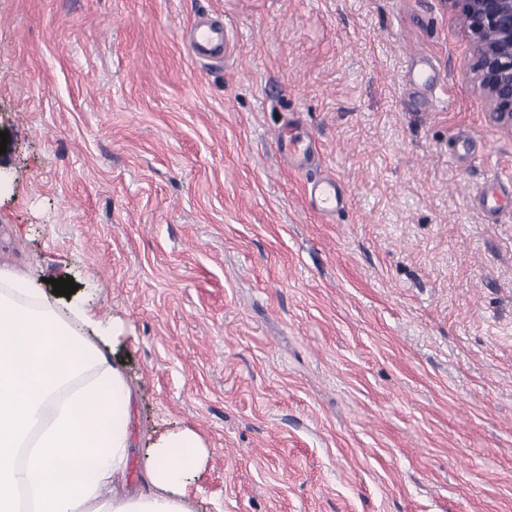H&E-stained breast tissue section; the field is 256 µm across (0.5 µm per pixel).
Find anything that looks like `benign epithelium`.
I'll list each match as a JSON object with an SVG mask.
<instances>
[{
  "mask_svg": "<svg viewBox=\"0 0 512 512\" xmlns=\"http://www.w3.org/2000/svg\"><path fill=\"white\" fill-rule=\"evenodd\" d=\"M469 39L467 68L490 118L512 130V0H450Z\"/></svg>",
  "mask_w": 512,
  "mask_h": 512,
  "instance_id": "1",
  "label": "benign epithelium"
}]
</instances>
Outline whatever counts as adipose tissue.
<instances>
[{
    "label": "adipose tissue",
    "instance_id": "1",
    "mask_svg": "<svg viewBox=\"0 0 512 512\" xmlns=\"http://www.w3.org/2000/svg\"><path fill=\"white\" fill-rule=\"evenodd\" d=\"M122 333L0 268V512H194L208 451L188 426L148 435L138 491L106 492L134 446Z\"/></svg>",
    "mask_w": 512,
    "mask_h": 512
}]
</instances>
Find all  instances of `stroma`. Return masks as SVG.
<instances>
[{"label": "stroma", "instance_id": "obj_1", "mask_svg": "<svg viewBox=\"0 0 512 512\" xmlns=\"http://www.w3.org/2000/svg\"><path fill=\"white\" fill-rule=\"evenodd\" d=\"M203 12L223 65L181 40ZM468 54L450 0H0V267L124 322L120 490L190 426L197 512H512V211L476 201L512 133ZM292 117L330 222L276 155ZM306 191L312 209L328 220L344 207L346 192L335 177L322 176L314 179L308 183Z\"/></svg>", "mask_w": 512, "mask_h": 512}]
</instances>
